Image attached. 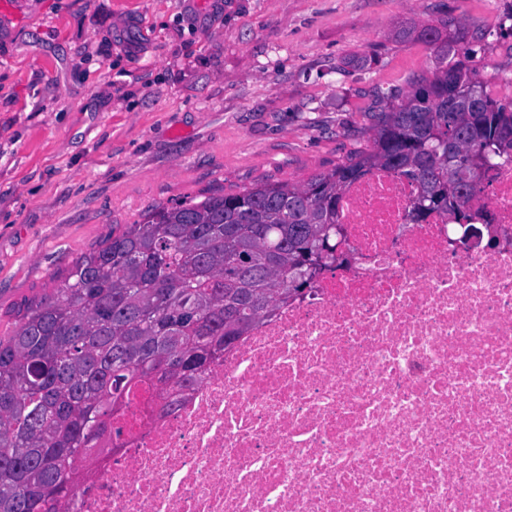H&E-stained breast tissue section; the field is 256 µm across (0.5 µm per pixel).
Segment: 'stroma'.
<instances>
[{"label": "stroma", "mask_w": 512, "mask_h": 512, "mask_svg": "<svg viewBox=\"0 0 512 512\" xmlns=\"http://www.w3.org/2000/svg\"><path fill=\"white\" fill-rule=\"evenodd\" d=\"M451 18L512 104V0H0V337L116 225L368 148Z\"/></svg>", "instance_id": "1"}]
</instances>
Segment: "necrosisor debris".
<instances>
[{
	"label": "necrosis or debris",
	"mask_w": 512,
	"mask_h": 512,
	"mask_svg": "<svg viewBox=\"0 0 512 512\" xmlns=\"http://www.w3.org/2000/svg\"><path fill=\"white\" fill-rule=\"evenodd\" d=\"M374 168L341 254L163 412L133 388L70 512H512V163L413 219Z\"/></svg>",
	"instance_id": "necrosis-or-debris-1"
}]
</instances>
